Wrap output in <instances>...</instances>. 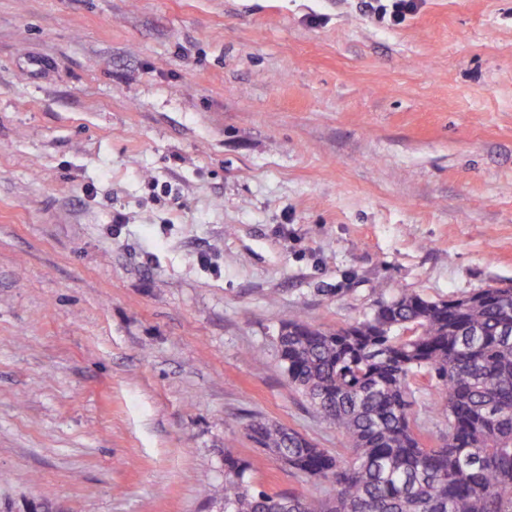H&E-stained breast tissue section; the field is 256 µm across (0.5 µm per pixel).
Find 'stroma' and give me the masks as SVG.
<instances>
[{
  "instance_id": "1",
  "label": "stroma",
  "mask_w": 512,
  "mask_h": 512,
  "mask_svg": "<svg viewBox=\"0 0 512 512\" xmlns=\"http://www.w3.org/2000/svg\"><path fill=\"white\" fill-rule=\"evenodd\" d=\"M509 280L512 0H0V512L327 494L281 321ZM418 0H369L367 8L383 18L388 16L389 24L400 25L407 16L412 15L418 8ZM383 2H387L386 4Z\"/></svg>"
}]
</instances>
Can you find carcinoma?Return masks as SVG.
Instances as JSON below:
<instances>
[{"mask_svg": "<svg viewBox=\"0 0 512 512\" xmlns=\"http://www.w3.org/2000/svg\"><path fill=\"white\" fill-rule=\"evenodd\" d=\"M288 381L340 432L348 456L256 417L248 438L327 498L255 492L224 459V512H512V282L465 296L400 292L345 325L300 316L277 336ZM438 400L414 410L419 379ZM440 443L426 441L439 403Z\"/></svg>", "mask_w": 512, "mask_h": 512, "instance_id": "1", "label": "carcinoma"}]
</instances>
